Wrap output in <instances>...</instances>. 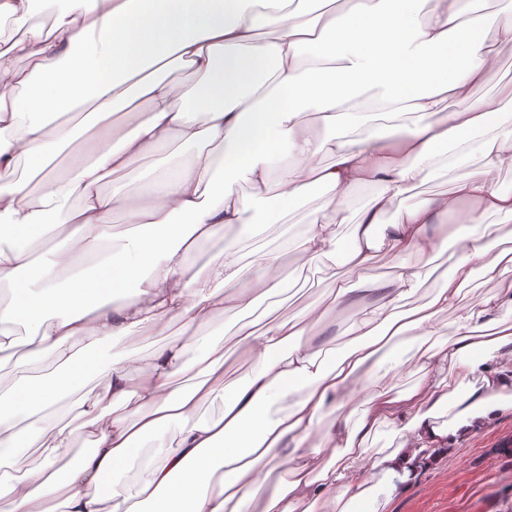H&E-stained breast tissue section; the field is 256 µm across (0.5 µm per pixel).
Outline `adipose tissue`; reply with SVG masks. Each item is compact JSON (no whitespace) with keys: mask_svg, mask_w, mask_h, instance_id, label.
I'll use <instances>...</instances> for the list:
<instances>
[{"mask_svg":"<svg viewBox=\"0 0 512 512\" xmlns=\"http://www.w3.org/2000/svg\"><path fill=\"white\" fill-rule=\"evenodd\" d=\"M47 0L52 27L30 23L34 0H0V22L23 25L0 43V361L13 358V326L32 324L16 381L0 390V500L8 512H227L234 499L261 512H379L378 482L407 483L428 450L445 451L512 407V283L471 307L461 292L475 275L512 271V242L489 217L512 222V83L476 95L498 71L497 45H512V8L486 12L469 0ZM184 69L194 84L170 79ZM409 104L420 123L405 136L368 132L359 141L315 135V114L328 128L366 123L376 110ZM73 112L75 124L49 127ZM92 145L64 178L49 167L72 140ZM193 148L166 166L137 199L139 159L171 145ZM448 151L449 191L386 215ZM481 165L456 170L472 153ZM41 174L33 200L15 179L19 161ZM124 182L104 191L111 175ZM328 194L306 217L298 248L305 261L333 259L331 218L361 187L375 186L354 224L343 262L361 275L380 255L397 258L392 281L367 283L373 301L352 324L353 345L333 363L311 338L331 307L309 302L294 318L245 321L237 346L251 360L248 379L224 382V341L188 340L171 329L208 326L233 310L247 317L283 294L282 253L241 262L225 244L199 267L191 253L227 224L261 216L263 190L292 205L312 186ZM473 225L452 268L420 306L423 279L408 256L435 257L448 246L434 224L442 217ZM139 234L115 240V221ZM63 237L36 244L52 224ZM450 337L419 356L421 377L399 392L376 372L396 341ZM153 327L164 343L143 357L139 376L114 358L112 340ZM205 354L190 386H176L189 353ZM58 368L50 379L28 372L43 354ZM106 374L107 388L75 398L76 373ZM306 391L288 396L296 385ZM221 402L216 417L201 415ZM358 404L354 425L317 429L324 410ZM80 409L83 421L66 416ZM399 438L371 448L381 428ZM92 446L55 480V467L77 437ZM43 447L39 469L20 471L24 449ZM148 471L132 496L129 471ZM223 471L220 490L209 482Z\"/></svg>","mask_w":512,"mask_h":512,"instance_id":"ef3b65f1","label":"adipose tissue"}]
</instances>
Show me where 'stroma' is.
Masks as SVG:
<instances>
[{
  "label": "stroma",
  "mask_w": 512,
  "mask_h": 512,
  "mask_svg": "<svg viewBox=\"0 0 512 512\" xmlns=\"http://www.w3.org/2000/svg\"><path fill=\"white\" fill-rule=\"evenodd\" d=\"M322 193H313L301 204L285 208L276 196H268V212L258 229L246 225H228L198 249L194 263H202L211 250L224 242L241 243L245 249L284 244L282 230L291 226L293 235L305 228V216L323 204ZM285 245V244H284ZM288 247V246H287ZM281 277L287 287V298L281 301L277 316H295L309 301L332 299L338 281L356 285L342 262L326 261L304 265L296 246H289L283 259ZM360 308L343 304L330 311L327 324L315 332L314 344L321 357L333 360L346 352L351 344L348 327L358 318ZM242 319L235 311L218 318L207 333L224 339L228 357L224 380L231 384L244 382L251 370L249 361L239 358L234 333ZM384 512H512V409H506L490 420L475 436L460 441L448 453L422 471L409 485L398 486L388 497Z\"/></svg>",
  "instance_id": "stroma-1"
}]
</instances>
